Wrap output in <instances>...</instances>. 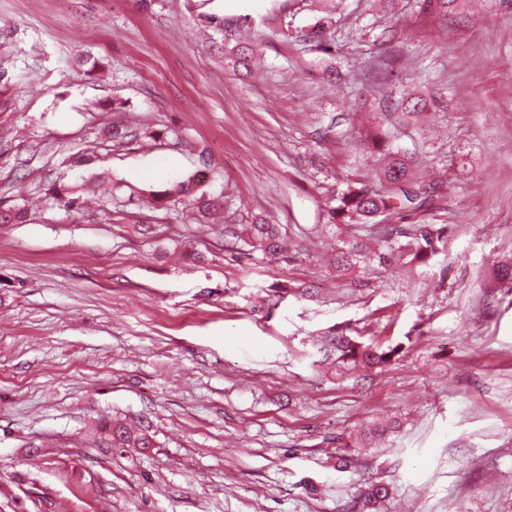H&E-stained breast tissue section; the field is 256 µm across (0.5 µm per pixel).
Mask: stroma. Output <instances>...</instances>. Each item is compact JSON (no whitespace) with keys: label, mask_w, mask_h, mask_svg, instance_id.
<instances>
[{"label":"stroma","mask_w":512,"mask_h":512,"mask_svg":"<svg viewBox=\"0 0 512 512\" xmlns=\"http://www.w3.org/2000/svg\"><path fill=\"white\" fill-rule=\"evenodd\" d=\"M332 5L323 53L264 25L282 8L303 28L319 0H0V200L30 202L0 224V512H347L372 483L383 512H512V0ZM207 14L253 22L227 37ZM410 96L426 116L388 121ZM114 123L141 138L114 145ZM367 132L442 181L412 220L448 245L343 276L338 251L377 229L325 202L374 180ZM102 171L82 211L43 203ZM188 177L225 223L283 225L293 259L167 210ZM338 335L401 350L351 370L321 352ZM103 415L154 447L96 448Z\"/></svg>","instance_id":"1"}]
</instances>
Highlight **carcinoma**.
Returning a JSON list of instances; mask_svg holds the SVG:
<instances>
[{"label":"carcinoma","instance_id":"obj_1","mask_svg":"<svg viewBox=\"0 0 512 512\" xmlns=\"http://www.w3.org/2000/svg\"><path fill=\"white\" fill-rule=\"evenodd\" d=\"M420 9L426 13L445 16L455 0H420ZM333 13L329 8L322 10L309 30L304 33L305 42L313 44L318 50L331 51ZM412 158L394 154L378 175L377 181L348 182L345 187L333 190L327 198L326 207L331 224H372L375 218L386 215L405 219L407 214L423 206V186L419 184L413 170ZM194 180L174 182L162 194V199L178 206L186 204L197 209L207 218L218 208L224 206V196L209 195L199 191L193 196ZM85 184L53 183L45 189V200L66 211L83 207ZM26 211L18 205H0V223L18 224L25 222ZM382 245L373 252L380 264L395 259H404L408 264H425L444 250L448 243V225L446 224H393L380 232ZM224 237L229 240H242L258 251L268 261L286 260V237L279 224H248L243 228L236 225L224 227ZM336 352L339 358L355 365L381 367L398 353V348L380 350L348 339L336 337ZM98 447L110 448L115 452H126L130 448H151L153 439L149 427L139 425L129 427L114 419L106 421L101 427ZM389 496V488L380 483L369 486L359 499L350 505V512H376L377 505Z\"/></svg>","mask_w":512,"mask_h":512}]
</instances>
